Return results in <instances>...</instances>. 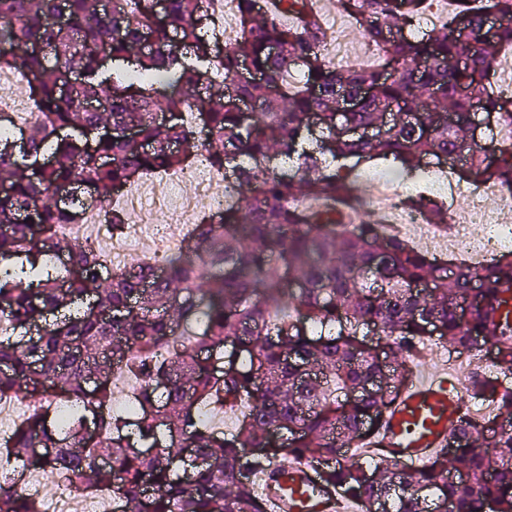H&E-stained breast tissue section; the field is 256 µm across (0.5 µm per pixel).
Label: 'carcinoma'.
<instances>
[{
	"label": "carcinoma",
	"mask_w": 512,
	"mask_h": 512,
	"mask_svg": "<svg viewBox=\"0 0 512 512\" xmlns=\"http://www.w3.org/2000/svg\"><path fill=\"white\" fill-rule=\"evenodd\" d=\"M111 2L0 0V71L25 72L36 109L20 140L0 132V399L33 403L0 455L24 469L92 472L90 490L125 512H268L250 475L273 459L328 461L323 478L362 512H427L429 492L438 509L486 512L492 500L512 512V456L498 452L512 448V390L482 374L472 396L499 413L465 412L454 456L401 474L387 453L345 459L407 385L416 346L432 339L428 320L457 351L494 340L496 363L512 371V338L496 324L512 295V251L448 263L369 220L346 233L336 218L353 199V159L411 175L466 143L476 103L512 133V96L494 87L490 62L491 50L512 48V23L482 32L489 12L512 18V0H454L437 28L409 36L430 0H336L379 59L357 70L328 63L311 0H277L261 19L258 0H235L241 35L225 45L203 0H163L158 11L156 0ZM242 62L261 80L235 82ZM343 96L356 108L338 111ZM391 107L404 119L386 120ZM127 126L136 137L112 133ZM367 127L375 139L346 133ZM202 152L231 171V197L219 220L194 225L164 274L142 261L108 275L95 250L60 233L81 194L108 201ZM459 172L512 195V142L491 163L468 147ZM407 205L441 223L443 203ZM428 281L432 293L411 292ZM475 285L481 300L462 322L457 302ZM370 324L387 367L357 337ZM121 364L137 382L131 415L111 409ZM368 385L377 391L348 403ZM227 406L243 416L235 431L200 418ZM272 431L287 439L268 446ZM0 512H34L13 480L0 484Z\"/></svg>",
	"instance_id": "obj_1"
}]
</instances>
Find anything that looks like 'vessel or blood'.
Listing matches in <instances>:
<instances>
[{"mask_svg":"<svg viewBox=\"0 0 512 512\" xmlns=\"http://www.w3.org/2000/svg\"><path fill=\"white\" fill-rule=\"evenodd\" d=\"M465 395L457 376L445 370L413 380L383 414L374 433L378 447L402 468L422 470L447 446ZM260 489L273 512H349L346 496L327 485L315 466L302 461L270 463Z\"/></svg>","mask_w":512,"mask_h":512,"instance_id":"b4317fda","label":"vessel or blood"}]
</instances>
